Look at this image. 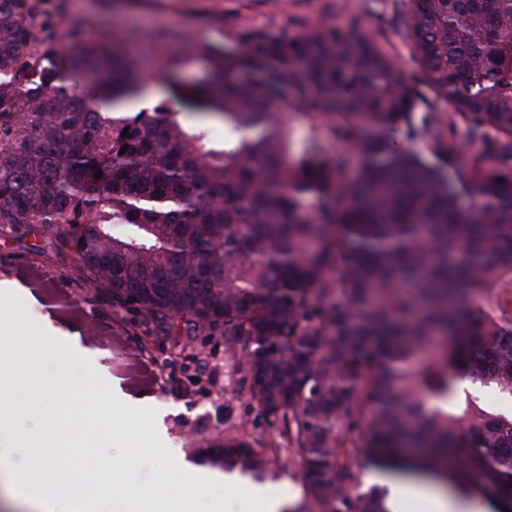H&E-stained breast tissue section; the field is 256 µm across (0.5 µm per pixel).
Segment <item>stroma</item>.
Segmentation results:
<instances>
[{
  "instance_id": "stroma-1",
  "label": "stroma",
  "mask_w": 512,
  "mask_h": 512,
  "mask_svg": "<svg viewBox=\"0 0 512 512\" xmlns=\"http://www.w3.org/2000/svg\"><path fill=\"white\" fill-rule=\"evenodd\" d=\"M44 9L51 27L75 25L83 38H97L108 28L123 33L127 43L147 52L153 67L181 58L180 75L189 83L203 72L178 34L231 47L241 26L299 34L352 14L362 32L385 30L387 52L404 69L414 68L411 48L399 35L401 0H45ZM282 117L291 151L314 140L335 152V119L297 106ZM32 243L25 230L0 228V307L28 323L46 316L55 326L69 324L96 360L86 366L56 344L42 355L40 372H0V457L7 462L0 512L20 508L9 478L56 455L84 467L76 491L92 501L94 512H140L151 499L179 502L182 512H262L261 502L246 492L215 483L216 469L200 460L203 448L223 439L225 414L237 424L253 417L232 361L212 356L207 374L196 382L164 367L161 355L144 347L122 315L87 303L74 284L70 253L46 241L35 251ZM25 288L42 293L39 305L25 303ZM124 403L138 406L127 428L110 425L109 417ZM270 468L261 489L292 504L301 501L295 465L277 458Z\"/></svg>"
}]
</instances>
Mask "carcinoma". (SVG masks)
Wrapping results in <instances>:
<instances>
[{
    "mask_svg": "<svg viewBox=\"0 0 512 512\" xmlns=\"http://www.w3.org/2000/svg\"><path fill=\"white\" fill-rule=\"evenodd\" d=\"M42 3L0 0V227L72 252L88 302L169 340L167 366L201 377L184 346L223 338L277 438L232 425L207 464L260 481L288 452V512H390L386 487L358 492L365 463L512 512V416L462 386L512 399V0H404L412 75L356 17L194 42L205 78L172 100L224 140L168 101L100 111L138 93L133 59L110 31L50 33ZM285 88L336 117V156L289 153Z\"/></svg>",
    "mask_w": 512,
    "mask_h": 512,
    "instance_id": "obj_1",
    "label": "carcinoma"
}]
</instances>
